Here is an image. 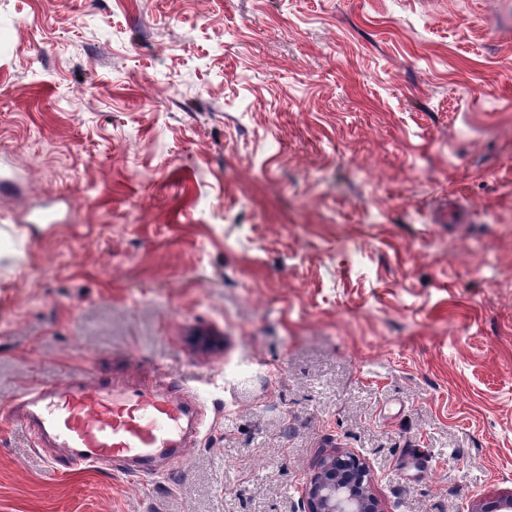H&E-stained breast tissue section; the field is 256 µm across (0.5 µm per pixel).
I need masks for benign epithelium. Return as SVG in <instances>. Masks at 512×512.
Returning <instances> with one entry per match:
<instances>
[{
	"instance_id": "7a95c632",
	"label": "benign epithelium",
	"mask_w": 512,
	"mask_h": 512,
	"mask_svg": "<svg viewBox=\"0 0 512 512\" xmlns=\"http://www.w3.org/2000/svg\"><path fill=\"white\" fill-rule=\"evenodd\" d=\"M301 512H382L370 467L359 455L323 458L300 497ZM472 512H512V493L481 502Z\"/></svg>"
}]
</instances>
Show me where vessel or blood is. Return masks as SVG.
Instances as JSON below:
<instances>
[{
	"label": "vessel or blood",
	"mask_w": 512,
	"mask_h": 512,
	"mask_svg": "<svg viewBox=\"0 0 512 512\" xmlns=\"http://www.w3.org/2000/svg\"><path fill=\"white\" fill-rule=\"evenodd\" d=\"M35 422L36 439L52 438L72 449L82 466H111L129 458L148 461L163 453L174 466L199 420L178 392L128 390L79 375L46 386L30 385L17 398Z\"/></svg>",
	"instance_id": "vessel-or-blood-1"
}]
</instances>
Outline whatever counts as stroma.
<instances>
[{
  "instance_id": "1",
  "label": "stroma",
  "mask_w": 512,
  "mask_h": 512,
  "mask_svg": "<svg viewBox=\"0 0 512 512\" xmlns=\"http://www.w3.org/2000/svg\"><path fill=\"white\" fill-rule=\"evenodd\" d=\"M0 165V512L512 492V0H0ZM75 374L180 386L187 465L34 446ZM301 512H382L370 467L359 455L333 453L323 458L300 497Z\"/></svg>"
}]
</instances>
